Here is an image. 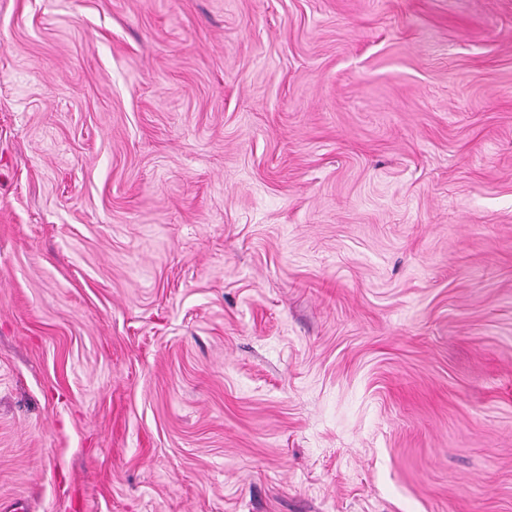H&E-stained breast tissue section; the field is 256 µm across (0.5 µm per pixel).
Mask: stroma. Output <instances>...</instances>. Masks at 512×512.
I'll return each instance as SVG.
<instances>
[{"instance_id": "1", "label": "stroma", "mask_w": 512, "mask_h": 512, "mask_svg": "<svg viewBox=\"0 0 512 512\" xmlns=\"http://www.w3.org/2000/svg\"><path fill=\"white\" fill-rule=\"evenodd\" d=\"M0 512H512V0H0Z\"/></svg>"}]
</instances>
